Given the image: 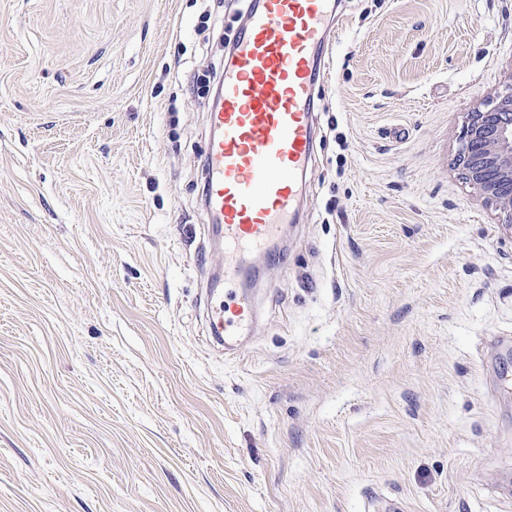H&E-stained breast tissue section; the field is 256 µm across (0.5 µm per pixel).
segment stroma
Listing matches in <instances>:
<instances>
[{
    "label": "stroma",
    "mask_w": 512,
    "mask_h": 512,
    "mask_svg": "<svg viewBox=\"0 0 512 512\" xmlns=\"http://www.w3.org/2000/svg\"><path fill=\"white\" fill-rule=\"evenodd\" d=\"M237 356L205 148L230 0H0V512H512V224L452 160L512 0H342Z\"/></svg>",
    "instance_id": "35a3bbf8"
}]
</instances>
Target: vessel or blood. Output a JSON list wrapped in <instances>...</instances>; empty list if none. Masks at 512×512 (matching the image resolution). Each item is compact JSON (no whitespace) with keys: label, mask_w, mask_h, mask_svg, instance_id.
Wrapping results in <instances>:
<instances>
[{"label":"vessel or blood","mask_w":512,"mask_h":512,"mask_svg":"<svg viewBox=\"0 0 512 512\" xmlns=\"http://www.w3.org/2000/svg\"><path fill=\"white\" fill-rule=\"evenodd\" d=\"M335 14L336 0H252L224 68V96L212 105L207 205L232 289L212 308L208 328L229 352L255 317L243 254L299 213L314 155L308 107L329 76Z\"/></svg>","instance_id":"vessel-or-blood-1"}]
</instances>
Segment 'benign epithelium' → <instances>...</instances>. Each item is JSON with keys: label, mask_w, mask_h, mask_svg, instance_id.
Returning a JSON list of instances; mask_svg holds the SVG:
<instances>
[{"label": "benign epithelium", "mask_w": 512, "mask_h": 512, "mask_svg": "<svg viewBox=\"0 0 512 512\" xmlns=\"http://www.w3.org/2000/svg\"><path fill=\"white\" fill-rule=\"evenodd\" d=\"M454 166L512 223V84L465 116Z\"/></svg>", "instance_id": "obj_1"}]
</instances>
